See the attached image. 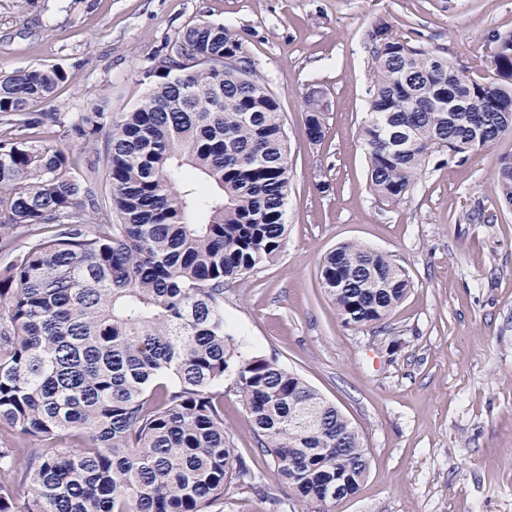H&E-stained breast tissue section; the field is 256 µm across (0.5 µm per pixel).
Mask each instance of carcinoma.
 Returning a JSON list of instances; mask_svg holds the SVG:
<instances>
[{"instance_id":"cac0c4a2","label":"carcinoma","mask_w":512,"mask_h":512,"mask_svg":"<svg viewBox=\"0 0 512 512\" xmlns=\"http://www.w3.org/2000/svg\"><path fill=\"white\" fill-rule=\"evenodd\" d=\"M360 133L371 190L404 198L435 153L478 152L512 133V31L489 34L484 81L384 20ZM226 27L194 23L138 73L129 111L55 105L62 66L0 72V512H224L265 488L224 434V381L300 512H331L367 477L352 423L224 316V285L273 262L288 231L291 167L281 103ZM465 111H455L456 103ZM307 135L323 133L319 94ZM103 157L54 144L60 131ZM494 187L512 210V153ZM322 288L343 322L382 326L409 279L349 241Z\"/></svg>"}]
</instances>
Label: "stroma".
<instances>
[{
    "label": "stroma",
    "instance_id": "stroma-1",
    "mask_svg": "<svg viewBox=\"0 0 512 512\" xmlns=\"http://www.w3.org/2000/svg\"><path fill=\"white\" fill-rule=\"evenodd\" d=\"M379 19L485 78L486 35L512 30V0H0V70L62 65L73 75L57 94L62 111L124 112L166 38L201 20L237 34L281 101L291 190L278 257L228 283L224 315L361 434L369 472L335 512H512V212L493 184L512 136L464 158L436 155L399 202L375 196L360 130L365 33ZM314 90L325 105L317 142L305 130ZM348 241L407 272L385 327L346 326L320 284L323 258ZM224 432L268 491L234 496L224 512H291L229 390Z\"/></svg>",
    "mask_w": 512,
    "mask_h": 512
}]
</instances>
